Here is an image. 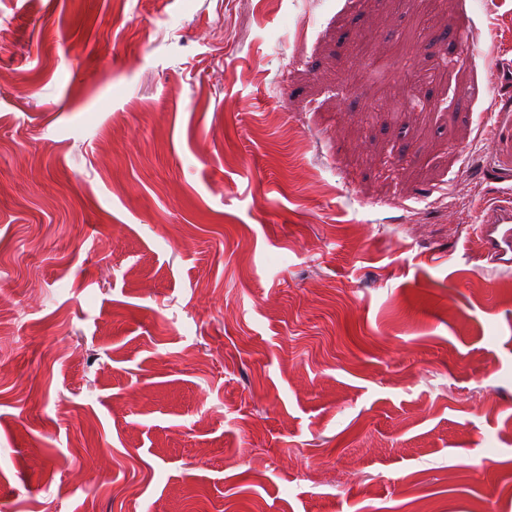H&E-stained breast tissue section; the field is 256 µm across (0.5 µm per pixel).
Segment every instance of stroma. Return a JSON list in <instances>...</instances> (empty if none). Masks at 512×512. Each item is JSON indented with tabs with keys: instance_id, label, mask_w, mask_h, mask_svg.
Segmentation results:
<instances>
[{
	"instance_id": "1",
	"label": "stroma",
	"mask_w": 512,
	"mask_h": 512,
	"mask_svg": "<svg viewBox=\"0 0 512 512\" xmlns=\"http://www.w3.org/2000/svg\"><path fill=\"white\" fill-rule=\"evenodd\" d=\"M1 26L0 512H512V0ZM481 216L478 240L482 250L502 269H512V203L496 202Z\"/></svg>"
}]
</instances>
